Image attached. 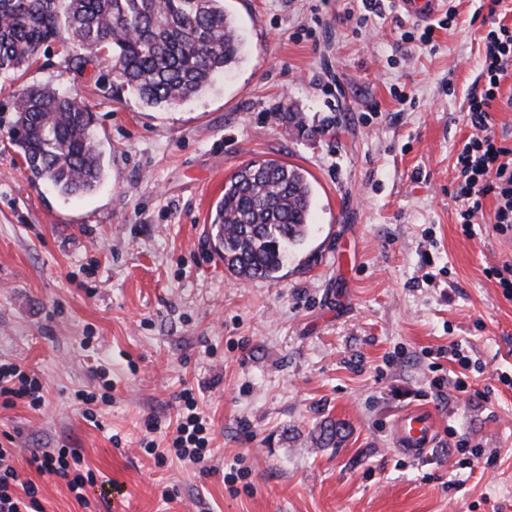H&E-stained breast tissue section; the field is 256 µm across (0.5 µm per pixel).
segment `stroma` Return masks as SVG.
I'll return each instance as SVG.
<instances>
[{
    "label": "stroma",
    "instance_id": "stroma-1",
    "mask_svg": "<svg viewBox=\"0 0 512 512\" xmlns=\"http://www.w3.org/2000/svg\"><path fill=\"white\" fill-rule=\"evenodd\" d=\"M226 5L240 59L176 107L113 92L109 57L68 69L56 44L0 74V360L45 385L41 410L0 407L21 481L44 512H512V299L486 273L512 236L490 197L464 235L452 197L481 0H441L429 44L402 39L417 22L397 5L363 28L345 18L360 0ZM22 85L84 97L105 170L91 193L60 197L27 169L10 136ZM268 159L307 171L314 195L274 283L229 274L208 237L225 180ZM456 342L469 388L440 395ZM99 364L112 391L92 423L75 394L98 390ZM187 388L211 455L157 465L144 421L166 446ZM415 407L438 423L420 458L391 436ZM330 420L344 436L324 447ZM64 444L96 476L80 501L29 463ZM236 462L248 476L227 482Z\"/></svg>",
    "mask_w": 512,
    "mask_h": 512
}]
</instances>
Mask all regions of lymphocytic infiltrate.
<instances>
[{
	"label": "lymphocytic infiltrate",
	"instance_id": "lymphocytic-infiltrate-1",
	"mask_svg": "<svg viewBox=\"0 0 512 512\" xmlns=\"http://www.w3.org/2000/svg\"><path fill=\"white\" fill-rule=\"evenodd\" d=\"M500 3L501 0H491L483 19L487 31L481 38V85L467 98V112L474 132L465 140L455 164L456 218L467 235L472 233L477 218L483 213L484 200L489 196L496 202L494 220L497 228L512 229V149L498 141L489 113L501 94L502 81L512 76V25L500 19ZM19 402L31 409H40L42 382L16 363H0V405L12 407ZM209 434V420L200 411L193 391L186 389L179 396L176 433L170 446L158 447L151 438L145 441L144 449L160 465L171 458L198 465L210 455ZM12 454V449L0 448V512H43L35 484H23L22 493H15L14 486L19 482L16 470L9 463ZM30 463L39 473L65 480L68 489L77 495L95 481L94 474L83 468L82 457L73 448L36 450Z\"/></svg>",
	"mask_w": 512,
	"mask_h": 512
}]
</instances>
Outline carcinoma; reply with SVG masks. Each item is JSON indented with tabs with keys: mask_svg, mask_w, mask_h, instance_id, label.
Returning a JSON list of instances; mask_svg holds the SVG:
<instances>
[{
	"mask_svg": "<svg viewBox=\"0 0 512 512\" xmlns=\"http://www.w3.org/2000/svg\"><path fill=\"white\" fill-rule=\"evenodd\" d=\"M81 71L112 55L113 86L150 107H175L237 59L240 39L224 0H0V73L29 66L49 43ZM83 100L49 87L18 96L11 137L32 175L65 199L103 178ZM312 186L299 167L250 162L224 184L209 236L232 274L274 283L288 247L310 232Z\"/></svg>",
	"mask_w": 512,
	"mask_h": 512,
	"instance_id": "cac0c4a2",
	"label": "carcinoma"
}]
</instances>
